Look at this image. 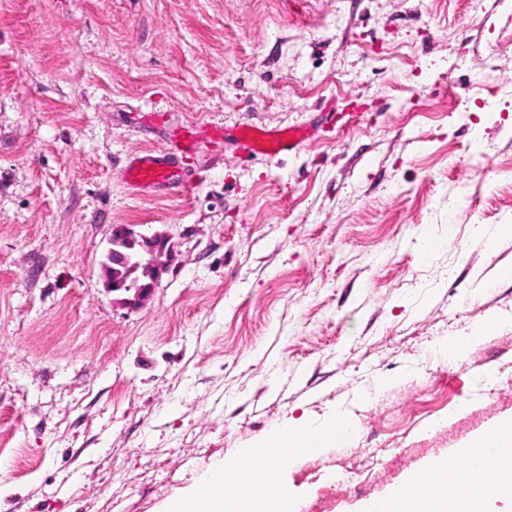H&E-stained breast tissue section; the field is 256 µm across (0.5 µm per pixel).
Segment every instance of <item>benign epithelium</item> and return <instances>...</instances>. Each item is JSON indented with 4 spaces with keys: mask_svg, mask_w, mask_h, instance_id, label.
Returning a JSON list of instances; mask_svg holds the SVG:
<instances>
[{
    "mask_svg": "<svg viewBox=\"0 0 512 512\" xmlns=\"http://www.w3.org/2000/svg\"><path fill=\"white\" fill-rule=\"evenodd\" d=\"M173 250L163 234L149 235L135 224L112 225L110 248L102 264L106 289L122 295L132 308L141 305L158 288Z\"/></svg>",
    "mask_w": 512,
    "mask_h": 512,
    "instance_id": "1",
    "label": "benign epithelium"
}]
</instances>
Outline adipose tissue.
<instances>
[{
    "label": "adipose tissue",
    "instance_id": "ef3b65f1",
    "mask_svg": "<svg viewBox=\"0 0 512 512\" xmlns=\"http://www.w3.org/2000/svg\"><path fill=\"white\" fill-rule=\"evenodd\" d=\"M286 442L289 459L336 446L337 441L321 427L295 421L274 431ZM468 461L465 477H458L446 460L432 461L425 474L410 475L404 485L384 496L364 501L363 512H512V417L499 420L488 432L459 448ZM250 449L215 467L204 481L168 500L161 512H240V499L258 495L261 512H287L288 492L280 470H273L268 489L256 493L247 471ZM234 481L229 495H210L206 487L218 479Z\"/></svg>",
    "mask_w": 512,
    "mask_h": 512
}]
</instances>
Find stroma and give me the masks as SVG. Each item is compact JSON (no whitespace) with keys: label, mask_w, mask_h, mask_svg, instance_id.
Segmentation results:
<instances>
[{"label":"stroma","mask_w":512,"mask_h":512,"mask_svg":"<svg viewBox=\"0 0 512 512\" xmlns=\"http://www.w3.org/2000/svg\"><path fill=\"white\" fill-rule=\"evenodd\" d=\"M300 124L238 158L239 127ZM189 135L191 194L127 182ZM116 224L175 245L137 310L104 287ZM502 224L505 0H0V512H160L335 414L352 440L286 466L292 512L455 457L512 417ZM311 132L308 127L286 130L246 125L235 137L236 150L247 159L257 156L275 159L300 148ZM492 329V325H485L469 336L449 337L448 340H446L443 345L444 349L447 348L448 346H453L455 350V353L452 356V351L451 349L448 348V358H450L449 360H462L466 356V354L470 352L478 344L480 339L483 336L488 335L492 331Z\"/></svg>","instance_id":"stroma-1"}]
</instances>
